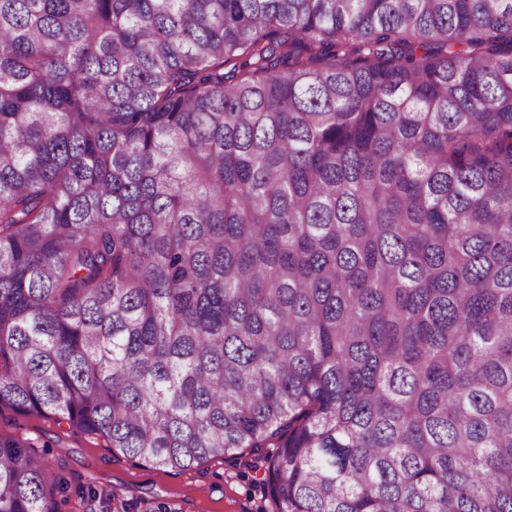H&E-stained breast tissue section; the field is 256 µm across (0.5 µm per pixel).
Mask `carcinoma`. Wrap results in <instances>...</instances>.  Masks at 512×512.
<instances>
[{
  "label": "carcinoma",
  "mask_w": 512,
  "mask_h": 512,
  "mask_svg": "<svg viewBox=\"0 0 512 512\" xmlns=\"http://www.w3.org/2000/svg\"><path fill=\"white\" fill-rule=\"evenodd\" d=\"M267 512H512V0H0V406ZM0 439V512H54Z\"/></svg>",
  "instance_id": "obj_1"
}]
</instances>
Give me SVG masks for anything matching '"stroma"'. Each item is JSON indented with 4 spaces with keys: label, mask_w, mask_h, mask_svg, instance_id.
Returning <instances> with one entry per match:
<instances>
[{
    "label": "stroma",
    "mask_w": 512,
    "mask_h": 512,
    "mask_svg": "<svg viewBox=\"0 0 512 512\" xmlns=\"http://www.w3.org/2000/svg\"><path fill=\"white\" fill-rule=\"evenodd\" d=\"M0 438L28 440L61 486L55 512H264L262 471L253 455L211 460L179 473L153 468L65 423L0 408Z\"/></svg>",
    "instance_id": "obj_1"
}]
</instances>
